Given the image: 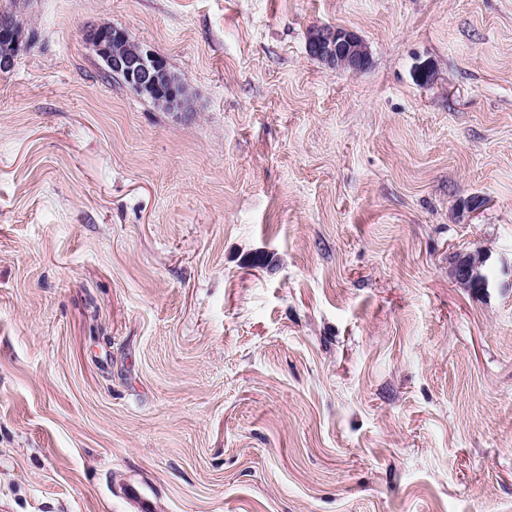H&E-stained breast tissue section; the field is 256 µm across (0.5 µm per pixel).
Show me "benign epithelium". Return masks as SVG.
Returning <instances> with one entry per match:
<instances>
[{"mask_svg": "<svg viewBox=\"0 0 512 512\" xmlns=\"http://www.w3.org/2000/svg\"><path fill=\"white\" fill-rule=\"evenodd\" d=\"M0 35L7 41L5 51L0 53V73L3 74L13 69L22 45V26L17 16L0 13ZM87 39L113 76L123 78L140 92L163 96L166 105L173 109L184 108L167 73L163 56L143 45L129 52L119 49L124 35L122 30L114 26L94 27L88 30ZM308 50L328 65L352 74L365 70L370 62L364 41L355 32L346 29H314ZM452 273L460 284L469 288L475 286L481 290L487 286L486 277L475 271L466 253L456 254Z\"/></svg>", "mask_w": 512, "mask_h": 512, "instance_id": "benign-epithelium-1", "label": "benign epithelium"}]
</instances>
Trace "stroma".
Segmentation results:
<instances>
[{
    "label": "stroma",
    "instance_id": "35a3bbf8",
    "mask_svg": "<svg viewBox=\"0 0 512 512\" xmlns=\"http://www.w3.org/2000/svg\"><path fill=\"white\" fill-rule=\"evenodd\" d=\"M0 7V512H512V0ZM0 34L7 41L5 51L0 53V73L3 74L13 69L22 45V26L16 15L0 13ZM87 39L104 66L112 70L113 76L123 78L134 89L147 94L161 96L162 88L166 87L167 93L162 96L166 105L172 109L184 108L167 73L163 56L142 44L129 52L117 49L124 35L121 29L114 26L91 28L87 32ZM308 50L329 66L352 74L365 70L370 62V54L364 41L355 32L346 29H313ZM452 273L455 279L462 285L472 288L474 285L477 286L478 291L486 288L487 279L484 275H479L467 253H457L452 262Z\"/></svg>",
    "mask_w": 512,
    "mask_h": 512
}]
</instances>
